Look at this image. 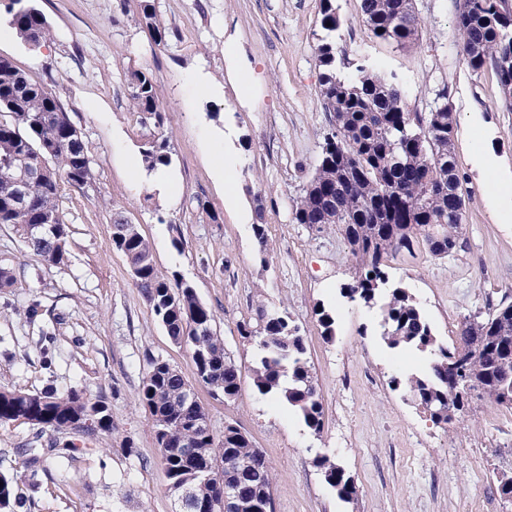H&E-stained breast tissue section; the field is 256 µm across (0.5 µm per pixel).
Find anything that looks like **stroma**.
I'll use <instances>...</instances> for the list:
<instances>
[{"instance_id": "35a3bbf8", "label": "stroma", "mask_w": 512, "mask_h": 512, "mask_svg": "<svg viewBox=\"0 0 512 512\" xmlns=\"http://www.w3.org/2000/svg\"><path fill=\"white\" fill-rule=\"evenodd\" d=\"M50 38L26 44L0 2V58L45 85L66 108L88 151L92 185L65 187L69 259L48 267L6 226L0 264V384L38 392L83 389L107 403L112 429L77 436L43 460L35 512H176L151 420L138 402L149 359L178 367L209 413L214 433L240 427L265 455L275 512H512L497 491L512 476V409L472 398L459 423L436 425L392 378L419 373L425 353L389 348L377 309L344 298L354 258L336 231L293 223L331 128L319 96L320 0H151L170 29L155 43L136 17L140 0H33ZM418 41L375 39L361 0H335L339 54L382 64L402 79L407 108L427 111L440 92L453 103V153L465 194L456 252L422 244L385 259L438 342L455 344L465 317L512 303V111L493 71L474 74L455 27L462 0H413ZM148 73L166 113L162 130L174 186L133 184L144 167L146 129L133 112L126 74ZM232 192L236 205L224 203ZM137 225L157 269L188 281L216 316L214 327L241 372L232 401L200 383L190 351L157 321L112 246L115 217ZM266 226L258 243L256 223ZM180 237L181 248L171 244ZM39 314L29 318L27 309ZM336 315L326 339L315 313ZM288 312L305 339L325 419L308 429L281 401L253 387L255 343L241 323ZM51 343H42L43 334ZM53 432L0 425V472L23 474L27 451ZM340 464L357 493L340 499L319 457Z\"/></svg>"}]
</instances>
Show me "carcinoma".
I'll return each instance as SVG.
<instances>
[{"mask_svg": "<svg viewBox=\"0 0 512 512\" xmlns=\"http://www.w3.org/2000/svg\"><path fill=\"white\" fill-rule=\"evenodd\" d=\"M364 21L372 35L400 46L413 43L420 22L413 0H361ZM9 23L24 41L38 46L50 35L45 15L31 0H9ZM156 43L166 42L163 25L149 0H142L138 16ZM320 25L324 35L316 47L323 72L320 96L332 119L324 135L315 171L292 208V221L317 234L336 230L349 243L356 260L351 283L343 297L378 307L381 336L391 348H415L430 356L428 370L407 379L406 387L432 422L449 424L469 408L468 392L449 381L448 357H461L466 373L478 385L474 391L502 406L505 370L512 371V314L498 308L488 317L466 318L458 343L452 348L437 342L416 301L401 285H389L384 258L410 250L422 241L431 256L448 257V244L458 242L464 217L462 181L448 135L454 132L453 104L445 93L427 112L408 111L405 91L395 73L366 61L337 59L335 32L341 19L334 0H321ZM462 52L470 69L494 71L502 101L512 110V68L501 61L512 58V13L503 12L498 0H463L456 18ZM350 66L345 74L342 68ZM133 111L148 115L155 131L146 136L142 158L149 172L172 164L167 143L158 130L164 109L152 79L140 70L128 74ZM42 166L43 175L31 199L15 204L1 192L11 178L14 160ZM94 179L85 145L60 101L43 84L28 78L9 60L0 58V224L12 227L20 240L42 262L64 263L69 227L59 201L63 186L82 188ZM50 222L54 230L37 239L27 236L31 224ZM112 246L138 271L135 284L170 338L189 348L197 377L224 399L240 389L237 365L224 350L214 329L213 311L198 298L195 288L170 279L156 268L153 247L137 225L114 222ZM323 334L335 335L336 317L326 309L315 311ZM240 334L256 344L253 385L261 396L279 399L293 408L315 432L323 427V406L306 357L304 337L286 312L262 316L256 326L242 324ZM187 382L174 365L159 359L149 362L138 397L148 412L168 482H189L197 500L220 503L224 480L240 485L242 508L272 490L268 466L252 467L257 448L248 436L226 425L217 436L195 421L208 414L199 401L187 405L182 396ZM93 427L85 428L87 421ZM23 421L38 430L90 435L112 431V415L105 401L84 391L54 389L24 392L0 385V424ZM194 450L191 457L184 449ZM224 462L222 473L209 476L201 468L213 459ZM324 476L343 500L356 494V486L337 463L317 459ZM40 456L26 462L24 481L39 482ZM31 500L18 493V479L0 473V512H30Z\"/></svg>", "mask_w": 512, "mask_h": 512, "instance_id": "obj_1", "label": "carcinoma"}]
</instances>
